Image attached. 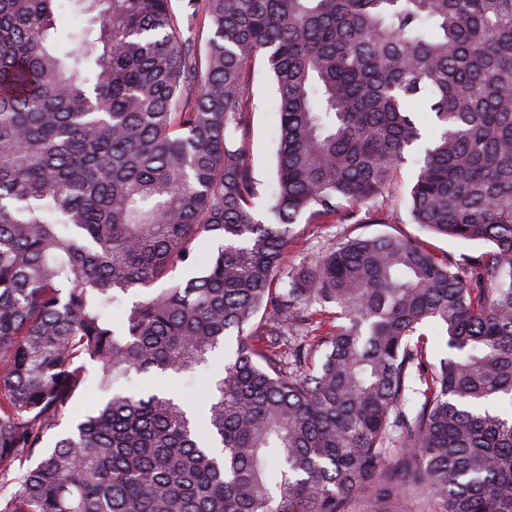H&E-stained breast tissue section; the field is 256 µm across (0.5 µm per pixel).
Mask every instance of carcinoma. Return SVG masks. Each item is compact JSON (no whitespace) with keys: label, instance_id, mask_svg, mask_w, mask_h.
I'll list each match as a JSON object with an SVG mask.
<instances>
[{"label":"carcinoma","instance_id":"cac0c4a2","mask_svg":"<svg viewBox=\"0 0 512 512\" xmlns=\"http://www.w3.org/2000/svg\"><path fill=\"white\" fill-rule=\"evenodd\" d=\"M66 3L63 49L61 0H0V512H350L409 480L422 512H512V0ZM394 204L482 251L355 237L280 276L298 219ZM218 351L201 414L113 392ZM92 362L112 397L61 430ZM275 94L274 86L263 72L252 86L249 140L250 161L260 193L256 200L257 209L261 214H265L274 189V140L277 126Z\"/></svg>","mask_w":512,"mask_h":512}]
</instances>
